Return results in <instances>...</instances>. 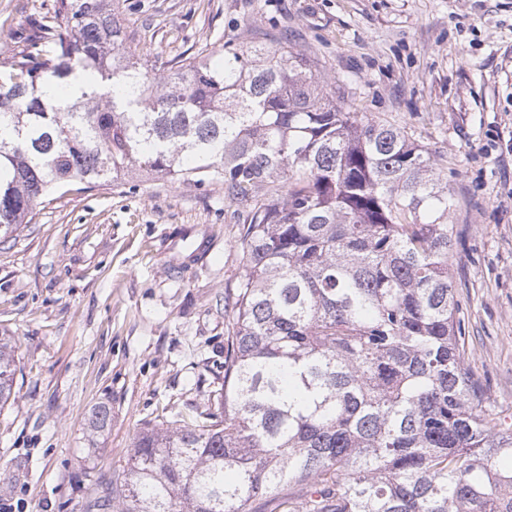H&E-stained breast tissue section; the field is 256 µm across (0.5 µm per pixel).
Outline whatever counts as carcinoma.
Segmentation results:
<instances>
[{
	"mask_svg": "<svg viewBox=\"0 0 512 512\" xmlns=\"http://www.w3.org/2000/svg\"><path fill=\"white\" fill-rule=\"evenodd\" d=\"M0 63V244L70 183L224 184L241 272L224 391L141 432L109 512H512V436L465 370L433 155L351 111L307 54H193L161 76L117 0H56ZM0 336V408L14 395ZM111 409L98 407L90 433Z\"/></svg>",
	"mask_w": 512,
	"mask_h": 512,
	"instance_id": "obj_1",
	"label": "carcinoma"
}]
</instances>
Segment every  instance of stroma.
<instances>
[{
	"label": "stroma",
	"mask_w": 512,
	"mask_h": 512,
	"mask_svg": "<svg viewBox=\"0 0 512 512\" xmlns=\"http://www.w3.org/2000/svg\"><path fill=\"white\" fill-rule=\"evenodd\" d=\"M55 0H0V62ZM169 74L209 44H288L358 112L427 148L448 183L466 368L512 429V0H120ZM220 183L121 175L44 200L0 245V334L19 362L0 409V512H91L134 438L193 421L224 386V290L241 267ZM108 405L106 430L90 434Z\"/></svg>",
	"instance_id": "35a3bbf8"
}]
</instances>
